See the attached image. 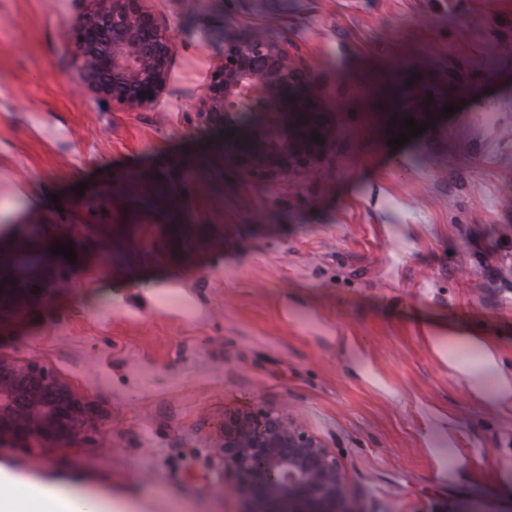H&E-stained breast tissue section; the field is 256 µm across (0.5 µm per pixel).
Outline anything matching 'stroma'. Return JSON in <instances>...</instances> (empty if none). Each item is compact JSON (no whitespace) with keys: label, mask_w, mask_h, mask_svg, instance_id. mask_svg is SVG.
Listing matches in <instances>:
<instances>
[{"label":"stroma","mask_w":512,"mask_h":512,"mask_svg":"<svg viewBox=\"0 0 512 512\" xmlns=\"http://www.w3.org/2000/svg\"><path fill=\"white\" fill-rule=\"evenodd\" d=\"M150 6L175 44L168 92L131 111L74 89L88 0H0V236L69 224L78 255L68 287L0 314V351L101 411L70 444H1L0 465L133 512H243L211 442L249 401L326 438L360 512H512V408L471 398L415 324L512 362V0ZM258 30L297 48L338 129L278 187L226 170L223 132L189 109ZM416 91L458 111L392 149ZM436 414L450 444L426 436Z\"/></svg>","instance_id":"35a3bbf8"}]
</instances>
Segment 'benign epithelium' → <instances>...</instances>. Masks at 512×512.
<instances>
[{
	"mask_svg": "<svg viewBox=\"0 0 512 512\" xmlns=\"http://www.w3.org/2000/svg\"><path fill=\"white\" fill-rule=\"evenodd\" d=\"M88 2L73 31L76 88L130 110L159 104L174 41L149 0ZM426 101L422 97L405 117L434 123ZM192 112L199 128L224 132V168L270 186L310 174L336 141V120L310 71L288 44L261 34L224 44ZM314 132L321 142L312 141ZM65 239L62 233L20 237L0 249V312L22 309L44 289L68 284L72 263L49 251ZM98 413L90 397L39 360L0 352V441L71 442ZM218 428L213 448L224 459V473L235 477L246 512H359L336 453L293 413L233 406L224 409Z\"/></svg>",
	"mask_w": 512,
	"mask_h": 512,
	"instance_id": "7a95c632",
	"label": "benign epithelium"
}]
</instances>
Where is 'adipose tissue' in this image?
<instances>
[{
  "mask_svg": "<svg viewBox=\"0 0 512 512\" xmlns=\"http://www.w3.org/2000/svg\"><path fill=\"white\" fill-rule=\"evenodd\" d=\"M421 332L463 379L473 398L512 407V369L505 368L500 349L491 338L468 336L459 328L433 321L422 322ZM448 344L474 351L478 367L445 353ZM30 500L36 501L39 512H112L113 508L110 499L75 489L74 485L62 481L18 484L14 475L0 466V512H28L26 503Z\"/></svg>",
  "mask_w": 512,
  "mask_h": 512,
  "instance_id": "obj_1",
  "label": "adipose tissue"
}]
</instances>
